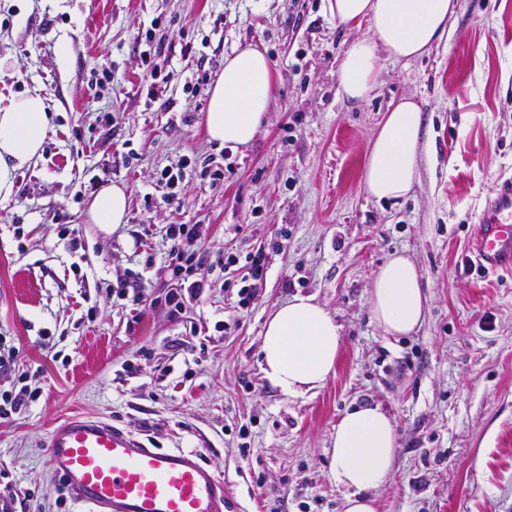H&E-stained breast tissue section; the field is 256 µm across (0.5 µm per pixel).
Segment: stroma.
Instances as JSON below:
<instances>
[{"label":"stroma","instance_id":"obj_1","mask_svg":"<svg viewBox=\"0 0 512 512\" xmlns=\"http://www.w3.org/2000/svg\"><path fill=\"white\" fill-rule=\"evenodd\" d=\"M144 33L162 48L148 65ZM368 33L338 24L327 0H0V107L36 94L48 112L39 156L0 198V336L18 350L0 392L33 394L0 421V512H80L46 462L51 426L73 414L198 450L227 512H344L328 450L362 405L397 436L378 512H512V273L466 264L477 214L512 177V0H455L439 42L384 60L368 97L347 101L338 65ZM248 45L279 80L252 143L232 149L207 137L209 85ZM154 84L169 106L149 103ZM406 97L422 112L418 177L378 201L367 154ZM166 168L183 171L170 203ZM112 184L125 223H91ZM171 224L200 225L209 282L176 320ZM260 249L266 276L242 308L241 260ZM397 252L426 297L405 336L368 305ZM136 280L141 302L118 291ZM296 295L342 327L335 375L302 397L261 371L265 323Z\"/></svg>","mask_w":512,"mask_h":512}]
</instances>
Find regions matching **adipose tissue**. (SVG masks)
Segmentation results:
<instances>
[{
  "mask_svg": "<svg viewBox=\"0 0 512 512\" xmlns=\"http://www.w3.org/2000/svg\"><path fill=\"white\" fill-rule=\"evenodd\" d=\"M329 12L345 25L368 21L370 34L354 42L339 63L344 98L362 100L374 87L381 54L396 59L422 56L439 40L452 0H329ZM276 86L265 54L249 45L225 58L205 115L209 140L231 147L255 137ZM47 115L43 100L26 95L0 108V195H10L13 172L38 155ZM421 112L402 99L386 115L367 156L364 185L377 200L405 197L417 177ZM128 199L117 185L102 188L90 208L91 223L120 224ZM374 321L385 333L403 336L422 324L425 296L416 266L401 254L380 268L369 293ZM341 346L340 327L324 305L296 295L267 320L262 336V371L285 395L297 397L324 385L334 374ZM330 477L343 488L345 512H377L371 490L389 479L396 454L391 418L379 406L347 412L336 427Z\"/></svg>",
  "mask_w": 512,
  "mask_h": 512,
  "instance_id": "adipose-tissue-1",
  "label": "adipose tissue"
}]
</instances>
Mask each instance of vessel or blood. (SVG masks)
<instances>
[{"label": "vessel or blood", "mask_w": 512, "mask_h": 512, "mask_svg": "<svg viewBox=\"0 0 512 512\" xmlns=\"http://www.w3.org/2000/svg\"><path fill=\"white\" fill-rule=\"evenodd\" d=\"M475 257L488 272H512V177L477 217ZM46 454L88 512H224V480L198 452L147 444L133 432L74 415L53 425Z\"/></svg>", "instance_id": "b4317fda"}]
</instances>
